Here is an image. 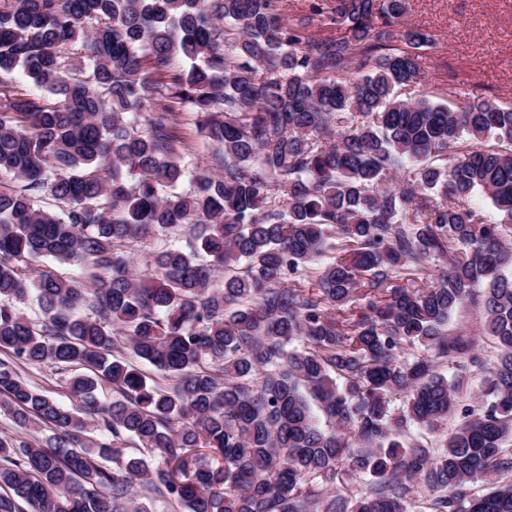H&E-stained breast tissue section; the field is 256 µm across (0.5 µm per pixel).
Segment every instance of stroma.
<instances>
[{
  "label": "stroma",
  "mask_w": 512,
  "mask_h": 512,
  "mask_svg": "<svg viewBox=\"0 0 512 512\" xmlns=\"http://www.w3.org/2000/svg\"><path fill=\"white\" fill-rule=\"evenodd\" d=\"M406 24L436 37L423 51L421 66L449 106L460 105V92L512 103V0H410ZM481 304L466 302L448 326L452 336L473 339L479 353L492 359L484 333Z\"/></svg>",
  "instance_id": "stroma-1"
}]
</instances>
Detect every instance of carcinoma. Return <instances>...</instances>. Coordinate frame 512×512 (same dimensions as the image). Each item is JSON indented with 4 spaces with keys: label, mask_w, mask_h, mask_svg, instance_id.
Listing matches in <instances>:
<instances>
[{
    "label": "carcinoma",
    "mask_w": 512,
    "mask_h": 512,
    "mask_svg": "<svg viewBox=\"0 0 512 512\" xmlns=\"http://www.w3.org/2000/svg\"><path fill=\"white\" fill-rule=\"evenodd\" d=\"M409 7L0 0V512H512V104L435 100ZM485 315L481 304L466 302L453 314L448 326L449 336H467L476 343L478 352L487 360H493L494 348L490 336L484 334ZM70 372L59 370L50 365L25 369L26 377L32 384L37 385L41 390L46 391L67 405L71 404L72 397L64 388V378H67Z\"/></svg>",
    "instance_id": "carcinoma-1"
}]
</instances>
